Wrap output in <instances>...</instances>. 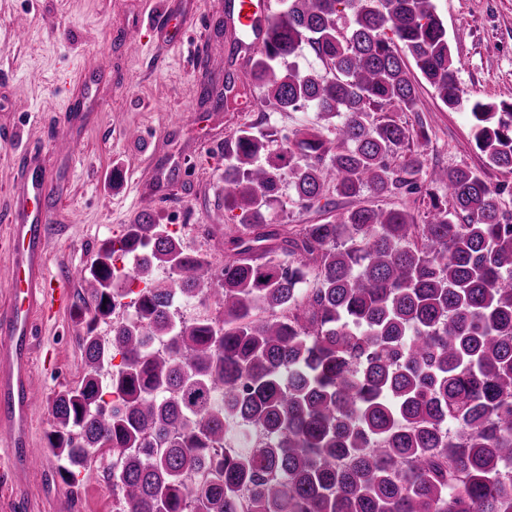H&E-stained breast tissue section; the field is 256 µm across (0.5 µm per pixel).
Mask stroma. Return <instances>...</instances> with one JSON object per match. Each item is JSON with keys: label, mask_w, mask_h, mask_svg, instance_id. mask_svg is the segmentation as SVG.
I'll use <instances>...</instances> for the list:
<instances>
[{"label": "stroma", "mask_w": 512, "mask_h": 512, "mask_svg": "<svg viewBox=\"0 0 512 512\" xmlns=\"http://www.w3.org/2000/svg\"><path fill=\"white\" fill-rule=\"evenodd\" d=\"M193 25L183 49L158 64L150 17L163 0H0V309L9 304L13 257L8 249L9 215L16 201V166L21 154L41 158L58 197L47 200L55 214L46 241L49 275L70 282L72 297L34 317L30 383L38 396L28 415V440L36 470L12 473L8 438L0 434V512H113L112 487L97 473L81 472L77 488L57 474L48 448L54 428L52 399L86 371L76 338L84 324L73 297L83 289L74 268L90 264L101 240L118 236L144 212L179 226L187 246L224 260V227L239 221L224 211V140L253 120L262 107L257 90L246 103L220 112L202 103L199 84L209 79L223 91L225 74L237 84L250 80V61L233 53L224 0H190ZM448 32L458 78L471 98L512 103V0H432ZM27 31L14 39L15 28ZM107 61L110 81L97 95L104 106L81 113L69 125L66 108L76 71ZM416 112H395L396 121L427 122V138L411 149L426 165L484 171L500 189L502 209L512 213V172L485 168L474 141L468 108L448 110L426 82H419ZM196 123H188V111ZM84 155L71 162L74 139ZM150 140L135 152L133 143ZM124 168L126 183L113 184ZM447 201L445 185L425 183L422 193L379 198L426 223L424 194Z\"/></svg>", "instance_id": "obj_1"}]
</instances>
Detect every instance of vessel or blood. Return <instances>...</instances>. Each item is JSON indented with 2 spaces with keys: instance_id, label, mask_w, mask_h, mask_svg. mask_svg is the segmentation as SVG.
<instances>
[{
  "instance_id": "obj_1",
  "label": "vessel or blood",
  "mask_w": 512,
  "mask_h": 512,
  "mask_svg": "<svg viewBox=\"0 0 512 512\" xmlns=\"http://www.w3.org/2000/svg\"><path fill=\"white\" fill-rule=\"evenodd\" d=\"M227 16L246 55L262 49L275 16L272 0H226ZM180 0L167 3L153 23L167 45L180 41L171 28L174 17L185 15ZM51 191L35 167H27L12 216L13 272L11 304L0 310V424L11 429L10 446L18 472L35 467L28 450L27 419L34 394L28 381L29 344L34 336L37 311L63 303L64 293L54 292L46 269L45 240L50 214L41 201Z\"/></svg>"
}]
</instances>
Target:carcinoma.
<instances>
[{"instance_id":"1","label":"carcinoma","mask_w":512,"mask_h":512,"mask_svg":"<svg viewBox=\"0 0 512 512\" xmlns=\"http://www.w3.org/2000/svg\"><path fill=\"white\" fill-rule=\"evenodd\" d=\"M304 43L326 75L287 63ZM420 77L467 101L432 0H285L252 84L316 122L274 152L260 121L224 139V264L149 212L100 243L86 372L52 402L64 482L99 463L116 512H512V216L479 171L391 167L427 130L370 113L416 111ZM471 115L512 172V104ZM285 173L324 223H269ZM422 180L448 187L426 224L326 200Z\"/></svg>"}]
</instances>
